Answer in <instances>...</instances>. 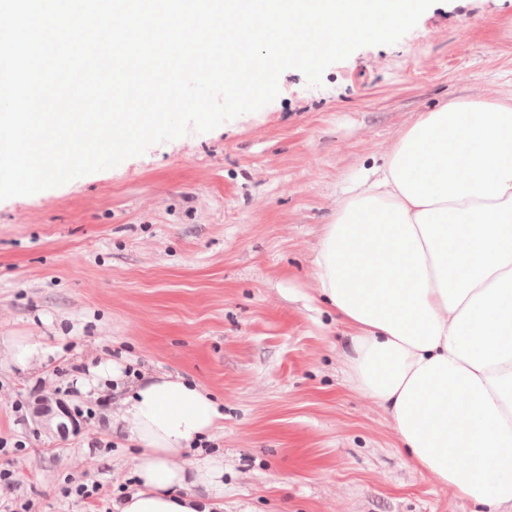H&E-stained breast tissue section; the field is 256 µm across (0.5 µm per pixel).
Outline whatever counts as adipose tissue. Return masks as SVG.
<instances>
[{
  "instance_id": "obj_1",
  "label": "adipose tissue",
  "mask_w": 512,
  "mask_h": 512,
  "mask_svg": "<svg viewBox=\"0 0 512 512\" xmlns=\"http://www.w3.org/2000/svg\"><path fill=\"white\" fill-rule=\"evenodd\" d=\"M319 297L351 331L350 383L380 404L416 468L512 512V103L423 113L348 188L315 260ZM222 418L198 384L145 375L118 400L138 446L115 512H210L224 464L186 455Z\"/></svg>"
}]
</instances>
